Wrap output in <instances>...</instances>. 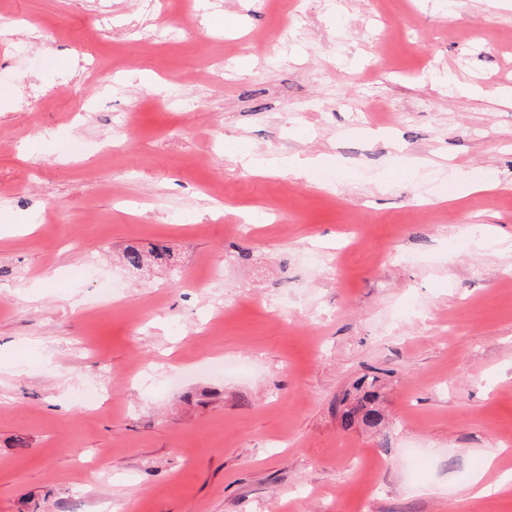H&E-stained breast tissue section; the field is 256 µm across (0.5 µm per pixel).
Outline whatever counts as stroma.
Segmentation results:
<instances>
[{
  "label": "stroma",
  "mask_w": 512,
  "mask_h": 512,
  "mask_svg": "<svg viewBox=\"0 0 512 512\" xmlns=\"http://www.w3.org/2000/svg\"><path fill=\"white\" fill-rule=\"evenodd\" d=\"M505 88L512 0H0V512H512ZM376 401L377 395L374 391H365L355 405L343 411L344 425L348 427L354 425L356 421H361L371 428L381 426L383 422H381L379 409L375 405ZM497 464V454L489 452L485 455V465L476 471L470 481L469 490L473 496H489L509 494L512 490V471H503L494 483H487L485 476L489 469Z\"/></svg>",
  "instance_id": "obj_1"
}]
</instances>
